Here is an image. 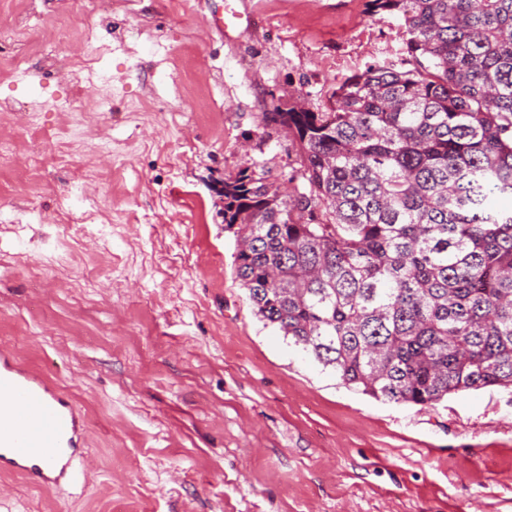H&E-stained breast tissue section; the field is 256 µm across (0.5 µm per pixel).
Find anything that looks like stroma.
Wrapping results in <instances>:
<instances>
[{
	"label": "stroma",
	"instance_id": "stroma-1",
	"mask_svg": "<svg viewBox=\"0 0 512 512\" xmlns=\"http://www.w3.org/2000/svg\"><path fill=\"white\" fill-rule=\"evenodd\" d=\"M230 2L244 19L220 34L217 0H0L19 33L0 41V348L89 423L74 479L0 476V512H512L511 390L348 388L255 315L224 228V179L298 174L264 113L408 67L400 19Z\"/></svg>",
	"mask_w": 512,
	"mask_h": 512
}]
</instances>
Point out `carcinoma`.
Wrapping results in <instances>:
<instances>
[{"mask_svg": "<svg viewBox=\"0 0 512 512\" xmlns=\"http://www.w3.org/2000/svg\"><path fill=\"white\" fill-rule=\"evenodd\" d=\"M413 68L375 61L290 108L301 187L224 180L255 314L377 400L512 389V0H369Z\"/></svg>", "mask_w": 512, "mask_h": 512, "instance_id": "carcinoma-1", "label": "carcinoma"}]
</instances>
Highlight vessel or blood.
I'll use <instances>...</instances> for the list:
<instances>
[{
  "mask_svg": "<svg viewBox=\"0 0 512 512\" xmlns=\"http://www.w3.org/2000/svg\"><path fill=\"white\" fill-rule=\"evenodd\" d=\"M87 430L78 404L9 352H0V473L40 489L72 477Z\"/></svg>",
  "mask_w": 512,
  "mask_h": 512,
  "instance_id": "vessel-or-blood-1",
  "label": "vessel or blood"
}]
</instances>
